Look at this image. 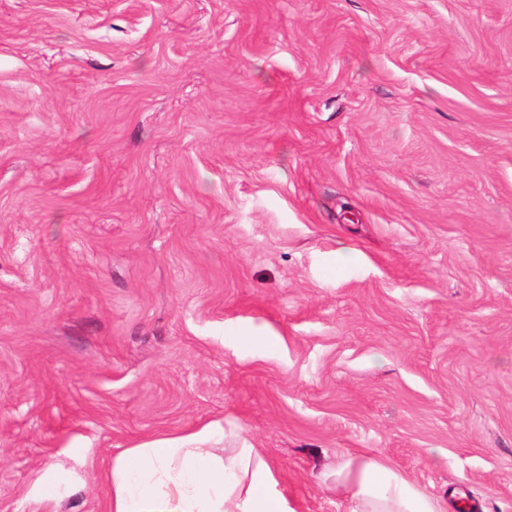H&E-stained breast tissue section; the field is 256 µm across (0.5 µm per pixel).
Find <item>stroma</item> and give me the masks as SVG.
<instances>
[{
    "label": "stroma",
    "mask_w": 512,
    "mask_h": 512,
    "mask_svg": "<svg viewBox=\"0 0 512 512\" xmlns=\"http://www.w3.org/2000/svg\"><path fill=\"white\" fill-rule=\"evenodd\" d=\"M205 428L512 512V0H0V512Z\"/></svg>",
    "instance_id": "35a3bbf8"
}]
</instances>
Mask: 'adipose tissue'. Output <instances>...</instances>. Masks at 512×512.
Returning a JSON list of instances; mask_svg holds the SVG:
<instances>
[{"mask_svg":"<svg viewBox=\"0 0 512 512\" xmlns=\"http://www.w3.org/2000/svg\"><path fill=\"white\" fill-rule=\"evenodd\" d=\"M220 441L201 431L123 450L109 472L108 512H294L258 449ZM336 485L349 500L347 512H446L367 455L348 457L336 470Z\"/></svg>","mask_w":512,"mask_h":512,"instance_id":"ef3b65f1","label":"adipose tissue"}]
</instances>
